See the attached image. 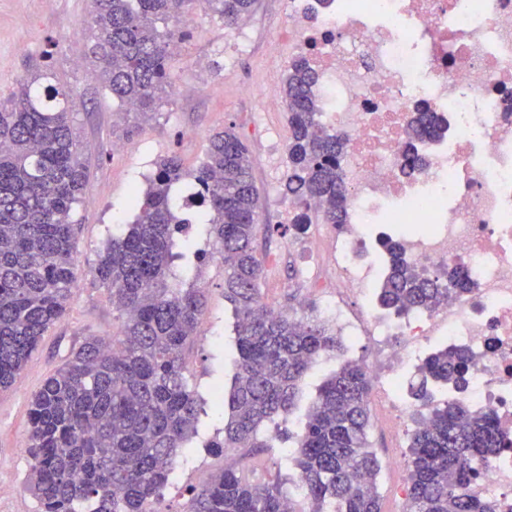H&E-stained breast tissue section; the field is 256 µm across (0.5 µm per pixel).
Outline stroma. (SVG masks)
I'll return each instance as SVG.
<instances>
[{
	"instance_id": "35a3bbf8",
	"label": "stroma",
	"mask_w": 512,
	"mask_h": 512,
	"mask_svg": "<svg viewBox=\"0 0 512 512\" xmlns=\"http://www.w3.org/2000/svg\"><path fill=\"white\" fill-rule=\"evenodd\" d=\"M283 0H258L249 16L250 46L234 61H227L224 41L230 34L217 15L205 14L191 34H184L180 19L159 23L163 34L184 36L183 49L172 55L168 71L167 101L142 114L121 112L117 103L91 75L85 60L86 21L90 0H0V98L16 89L42 64H50L57 77L79 95L77 131L90 178L84 199L76 207L77 281L67 303V314L40 341L16 381L0 389V462L9 465L13 477L25 482L30 469L26 452L29 431L28 408L33 393L60 366L70 348L89 335L111 338L121 320L112 307L110 290L99 285L91 269L117 225L131 223L134 212L126 201L132 187L147 188L156 159L178 153L187 168L203 160L209 136L226 125H235L248 142L253 175L262 199L261 223L267 224L255 247L264 264L260 288L262 303L296 317L318 316L320 298L298 276L301 253H288L291 233L281 229V210L288 198L281 190L287 164L268 162L269 137H278L280 152H287L288 117L283 99L248 98L240 86L258 84L269 76H284L287 53L277 52L274 33L284 19ZM183 128L197 130L191 141L181 140ZM123 146L112 150L113 143ZM202 269V288L207 303L200 329L185 354L188 378L199 396L213 385L231 389L236 373L235 325L232 304L224 298V266L219 259L204 256L196 262ZM372 340L359 337L353 352H328L315 362L306 379L294 412L303 418L317 388L349 357H370ZM223 414L202 407L197 429L191 437L192 460L179 466L165 490L170 512H182L187 489L207 481L224 464L210 445L222 436ZM409 431L390 428L380 411L371 413L369 442L384 466L378 489L382 512H400L399 491L408 483ZM288 440H274L269 448H244L250 481L263 483L278 478L293 488L298 471Z\"/></svg>"
}]
</instances>
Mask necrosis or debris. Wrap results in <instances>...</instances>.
Returning <instances> with one entry per match:
<instances>
[{"label":"necrosis or debris","instance_id":"4bbe7bcc","mask_svg":"<svg viewBox=\"0 0 512 512\" xmlns=\"http://www.w3.org/2000/svg\"><path fill=\"white\" fill-rule=\"evenodd\" d=\"M288 52L318 74L321 125L344 134L345 229L304 241L302 277L338 335L370 334L366 370L397 424L419 418L406 382L417 357L461 348L473 357L465 405L493 410L508 441L472 459L475 492L512 512V0H285ZM443 119L401 169L416 105ZM395 223L422 273L464 264L470 294L433 313L398 317L372 305L383 261L370 230ZM365 301L362 319L346 297Z\"/></svg>","mask_w":512,"mask_h":512}]
</instances>
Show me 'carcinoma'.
<instances>
[{
    "label": "carcinoma",
    "instance_id": "cac0c4a2",
    "mask_svg": "<svg viewBox=\"0 0 512 512\" xmlns=\"http://www.w3.org/2000/svg\"><path fill=\"white\" fill-rule=\"evenodd\" d=\"M195 0H92L93 32L85 58L112 101L143 110L163 88L170 39L158 23ZM231 27L256 0H205ZM317 73L309 59L292 60L283 81L288 109L285 194L296 209L288 230L347 223L342 163L348 140L314 132L321 108L312 92ZM78 94L46 66L24 81L9 105L0 103V388L24 369L45 333L62 319L75 282L72 214L89 170L74 126ZM426 108L407 128L404 168L420 164L414 142L438 133ZM198 190V207L185 215L173 187ZM135 219L98 255L93 273L112 293L123 319L108 341L87 336L30 400L26 489L41 512H169L164 506L177 458L195 433L201 403L183 366L206 299L199 288L169 284L181 224H207L224 264V297L236 315L237 372L228 397L223 437L213 453L269 448L280 432L270 424L292 411L316 357L342 350L335 331L318 319H296L264 306V266L254 249L261 198L250 148L232 125L213 133L206 157L188 170L175 152L159 158L156 174L129 196ZM386 275L377 293L397 315L434 311L472 291L467 269L452 265L420 273L401 242L378 239ZM469 353L438 349L418 367L411 395L430 401L428 381L466 386ZM372 381L346 361L320 386L294 436L296 465L308 512H382L381 465L368 441ZM504 439L493 411L472 413L457 399L432 408L411 437L408 512H497L472 493L480 474L474 457L498 452ZM182 512H299L282 484L247 482L237 466L190 489Z\"/></svg>",
    "mask_w": 512,
    "mask_h": 512
}]
</instances>
